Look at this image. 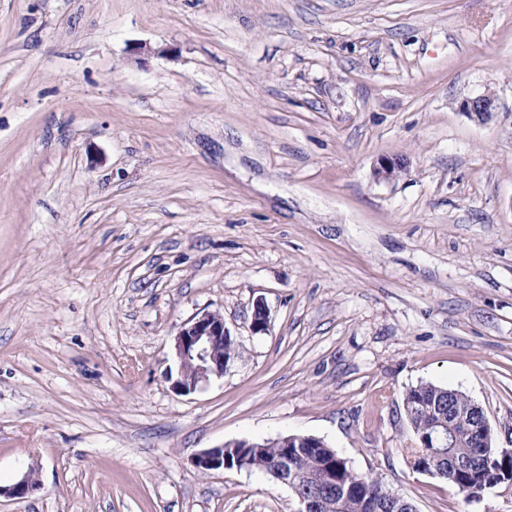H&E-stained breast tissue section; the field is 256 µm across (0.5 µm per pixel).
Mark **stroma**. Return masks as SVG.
<instances>
[{
	"mask_svg": "<svg viewBox=\"0 0 512 512\" xmlns=\"http://www.w3.org/2000/svg\"><path fill=\"white\" fill-rule=\"evenodd\" d=\"M206 311L242 356L180 395ZM421 383L512 448V0H0V485L40 482L0 512H296L194 465L288 434L417 512H512L416 471ZM463 109L471 119L485 124L497 113L498 103L493 94L487 93L466 99L463 102ZM39 479L37 478V469L30 466L14 484L8 487L0 486V497L7 496L21 499L29 493L39 488Z\"/></svg>",
	"mask_w": 512,
	"mask_h": 512,
	"instance_id": "stroma-1",
	"label": "stroma"
}]
</instances>
